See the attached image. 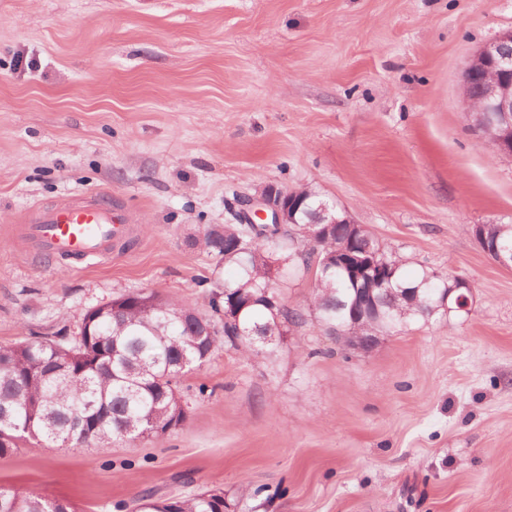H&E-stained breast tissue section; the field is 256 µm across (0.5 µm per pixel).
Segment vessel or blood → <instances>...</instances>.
I'll list each match as a JSON object with an SVG mask.
<instances>
[{
    "label": "vessel or blood",
    "instance_id": "vessel-or-blood-1",
    "mask_svg": "<svg viewBox=\"0 0 512 512\" xmlns=\"http://www.w3.org/2000/svg\"><path fill=\"white\" fill-rule=\"evenodd\" d=\"M13 230L39 260L101 257L130 234L125 217L102 193H87L77 201L67 196L55 206L33 208Z\"/></svg>",
    "mask_w": 512,
    "mask_h": 512
}]
</instances>
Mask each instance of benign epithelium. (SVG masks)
Here are the masks:
<instances>
[{
    "label": "benign epithelium",
    "instance_id": "obj_1",
    "mask_svg": "<svg viewBox=\"0 0 512 512\" xmlns=\"http://www.w3.org/2000/svg\"><path fill=\"white\" fill-rule=\"evenodd\" d=\"M512 46V29L502 32L495 40L478 50L462 73L464 86L479 79L485 86V95L479 100L463 98V108L481 117L491 125H497L509 133L508 138L492 144L496 153L512 156V55L505 48ZM292 196L270 186L255 196L241 200L245 220L260 224H286L290 222ZM482 249L500 266L512 267V247H489L483 237H478Z\"/></svg>",
    "mask_w": 512,
    "mask_h": 512
}]
</instances>
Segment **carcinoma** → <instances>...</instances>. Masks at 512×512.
Listing matches in <instances>:
<instances>
[{
  "label": "carcinoma",
  "instance_id": "cac0c4a2",
  "mask_svg": "<svg viewBox=\"0 0 512 512\" xmlns=\"http://www.w3.org/2000/svg\"><path fill=\"white\" fill-rule=\"evenodd\" d=\"M292 195L299 204L297 224L315 233L316 244L305 252L279 235L275 224H213L203 237L191 240L234 271L232 278L213 282L211 313L203 319L191 304L139 290L87 310L80 336L71 341L34 337L1 345L0 414L8 419L0 421V455L22 444L78 451L92 440H123L131 428L145 439L177 429L188 417L180 382L216 351L220 322L224 348L247 357L263 345L259 335L271 332L276 340L263 346L274 350L310 318L330 336L343 326L368 350L380 336L459 311L453 298L448 311L435 304L454 280L426 272L406 276L401 256L381 249L371 233L356 232L330 204L337 223L327 236L318 235L316 219L324 200L306 187ZM483 232L490 242L512 245V224H486ZM240 238L256 243L238 252L232 244ZM351 242L358 257L374 260L391 276L376 298L382 313L377 322L351 321L358 290L345 270L322 266L336 244ZM300 273L314 279L308 313L285 304L279 288ZM244 328L252 335H238ZM76 413L86 420L82 432L70 426ZM226 507L224 491L212 489L165 500L145 493L135 500L133 512H224ZM0 512H75V507L40 493L0 489Z\"/></svg>",
  "mask_w": 512,
  "mask_h": 512
}]
</instances>
